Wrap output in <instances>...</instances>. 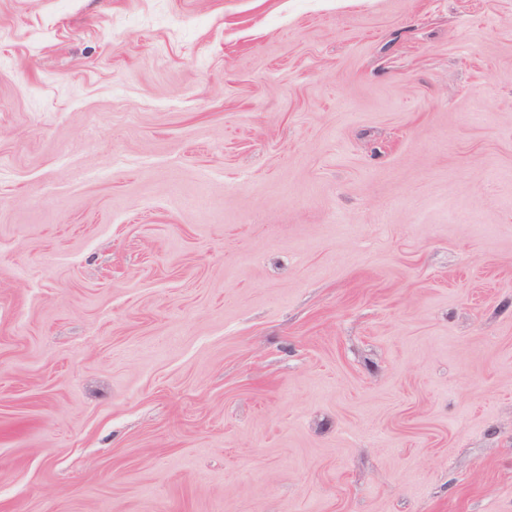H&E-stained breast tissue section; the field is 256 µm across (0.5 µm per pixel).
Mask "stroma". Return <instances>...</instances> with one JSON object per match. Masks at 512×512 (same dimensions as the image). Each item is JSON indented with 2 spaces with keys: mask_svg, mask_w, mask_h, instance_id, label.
<instances>
[{
  "mask_svg": "<svg viewBox=\"0 0 512 512\" xmlns=\"http://www.w3.org/2000/svg\"><path fill=\"white\" fill-rule=\"evenodd\" d=\"M0 512H512V0H0Z\"/></svg>",
  "mask_w": 512,
  "mask_h": 512,
  "instance_id": "obj_1",
  "label": "stroma"
}]
</instances>
